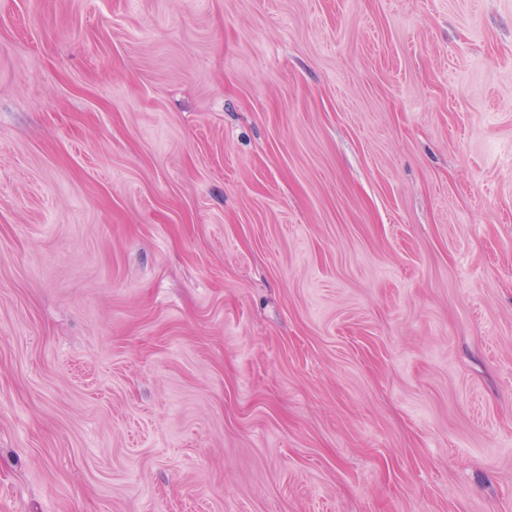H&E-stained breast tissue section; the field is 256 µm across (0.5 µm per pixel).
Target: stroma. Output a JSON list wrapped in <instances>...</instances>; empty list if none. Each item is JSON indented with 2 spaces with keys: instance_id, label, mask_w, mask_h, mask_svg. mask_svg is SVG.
I'll list each match as a JSON object with an SVG mask.
<instances>
[{
  "instance_id": "stroma-1",
  "label": "stroma",
  "mask_w": 512,
  "mask_h": 512,
  "mask_svg": "<svg viewBox=\"0 0 512 512\" xmlns=\"http://www.w3.org/2000/svg\"><path fill=\"white\" fill-rule=\"evenodd\" d=\"M0 512H512V0H0Z\"/></svg>"
}]
</instances>
